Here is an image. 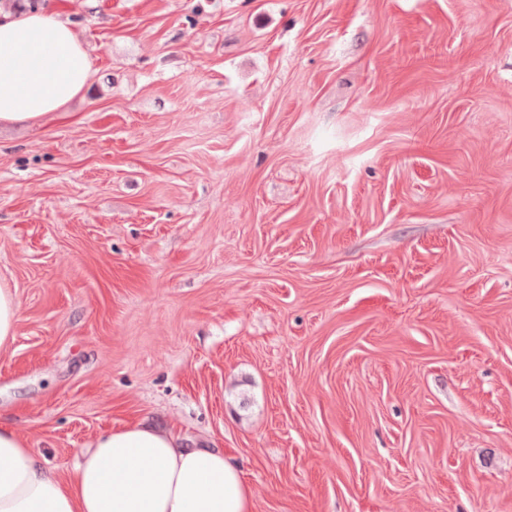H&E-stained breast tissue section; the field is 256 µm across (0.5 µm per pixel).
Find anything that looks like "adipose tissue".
<instances>
[{
	"label": "adipose tissue",
	"mask_w": 512,
	"mask_h": 512,
	"mask_svg": "<svg viewBox=\"0 0 512 512\" xmlns=\"http://www.w3.org/2000/svg\"><path fill=\"white\" fill-rule=\"evenodd\" d=\"M92 75L91 49L68 22L0 12V125L66 111ZM0 512H251V492L222 449L144 420L100 434L65 477L0 422Z\"/></svg>",
	"instance_id": "obj_1"
}]
</instances>
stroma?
Masks as SVG:
<instances>
[{"label": "stroma", "instance_id": "obj_1", "mask_svg": "<svg viewBox=\"0 0 512 512\" xmlns=\"http://www.w3.org/2000/svg\"><path fill=\"white\" fill-rule=\"evenodd\" d=\"M69 113L0 129V420L148 419L251 512H512V0H49ZM18 319V303L8 286L0 284V348L14 340Z\"/></svg>", "mask_w": 512, "mask_h": 512}]
</instances>
